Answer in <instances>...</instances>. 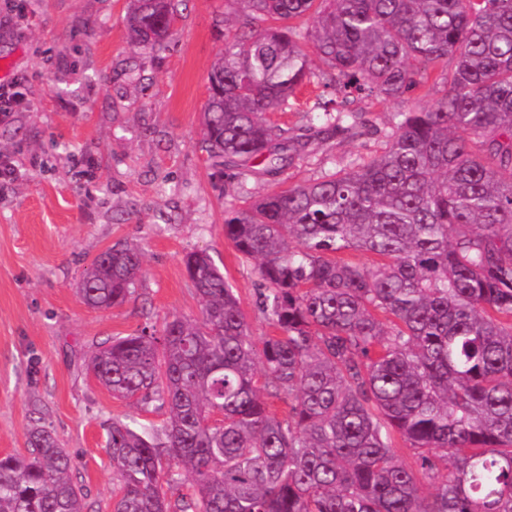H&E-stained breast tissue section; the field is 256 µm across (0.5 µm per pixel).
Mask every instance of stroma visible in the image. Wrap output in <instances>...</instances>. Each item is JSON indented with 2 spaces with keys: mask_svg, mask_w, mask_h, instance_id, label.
Listing matches in <instances>:
<instances>
[{
  "mask_svg": "<svg viewBox=\"0 0 512 512\" xmlns=\"http://www.w3.org/2000/svg\"><path fill=\"white\" fill-rule=\"evenodd\" d=\"M129 0H0V66L21 78L26 110L0 122V456L26 450L43 421L73 462L91 512H111L107 425L136 415L87 373L98 344L201 306L183 258L207 252L232 287L255 340L274 330L257 309L262 282L224 236L235 181L201 151L207 76L240 27L235 0H186L163 50L135 46ZM439 71L398 100L326 89L361 112L353 139H309L277 176L249 178L252 197L303 184L380 154L388 116L431 105ZM143 254L132 299L107 311L78 289L91 261L115 244Z\"/></svg>",
  "mask_w": 512,
  "mask_h": 512,
  "instance_id": "obj_1",
  "label": "stroma"
}]
</instances>
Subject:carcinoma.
Masks as SVG:
<instances>
[{"label":"carcinoma","mask_w":512,"mask_h":512,"mask_svg":"<svg viewBox=\"0 0 512 512\" xmlns=\"http://www.w3.org/2000/svg\"><path fill=\"white\" fill-rule=\"evenodd\" d=\"M178 2L131 0V40L162 48ZM234 2L242 34H224L211 65L201 148L235 170L224 236L264 282L258 310L276 334L257 343L233 288L192 251L201 319L98 346L88 373L165 415L112 422V512H512V0ZM437 65L448 91L395 114L381 154L249 197L248 178L288 168L306 133L364 134L361 113L329 100L296 131L267 118L301 87L398 99ZM141 269L134 248L103 251L82 300L125 304ZM395 432L417 470L398 463ZM71 469L34 424L26 453L0 456V512H88ZM189 476L192 493L174 495Z\"/></svg>","instance_id":"carcinoma-1"}]
</instances>
